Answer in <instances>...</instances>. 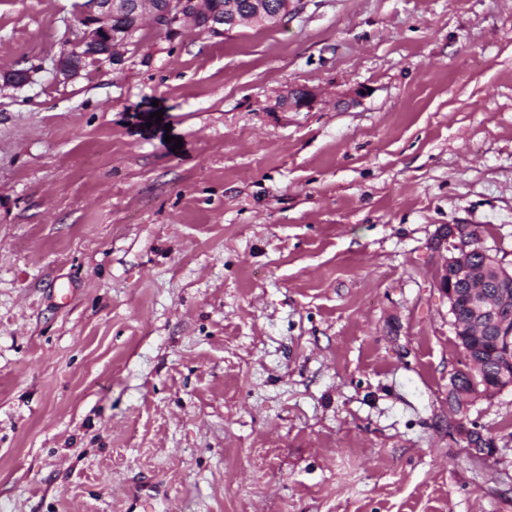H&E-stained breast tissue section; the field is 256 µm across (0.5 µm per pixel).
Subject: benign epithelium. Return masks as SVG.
Listing matches in <instances>:
<instances>
[{
    "label": "benign epithelium",
    "instance_id": "1",
    "mask_svg": "<svg viewBox=\"0 0 512 512\" xmlns=\"http://www.w3.org/2000/svg\"><path fill=\"white\" fill-rule=\"evenodd\" d=\"M250 15L240 19L238 15H224V8L215 5L214 0H82L74 16V22L81 31L74 48H83L86 53L78 57H60L53 61L51 72L58 81H69L81 75L90 66L123 62L127 34L112 29V23L124 17L142 24L151 20L159 28H172L175 24L189 20L202 30L213 35H222L234 30L236 25L249 22L265 27L279 24L283 15L299 8L296 0H251ZM31 80L30 71L24 68L0 72V83L13 87H23ZM314 94L305 88H291L281 99L284 108L307 106ZM434 247L446 251L444 264L438 271V286L448 297V313H453L457 302L455 284L467 283L471 288V307L474 321L480 323L495 315L502 306L512 304V281L497 280L495 297L489 298L484 292L489 273L502 275L505 270L502 262L491 257L492 265L477 270L470 264L471 254L480 250L477 227L472 224H450L442 228L436 236ZM469 370L461 367L448 377V408L455 418L452 421L453 435L468 444L472 455L482 452L470 444V438L478 431L468 417V409L473 394L461 387L462 374Z\"/></svg>",
    "mask_w": 512,
    "mask_h": 512
}]
</instances>
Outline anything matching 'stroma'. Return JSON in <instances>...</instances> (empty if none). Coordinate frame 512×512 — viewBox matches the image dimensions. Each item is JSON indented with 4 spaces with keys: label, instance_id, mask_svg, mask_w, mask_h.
I'll list each match as a JSON object with an SVG mask.
<instances>
[{
    "label": "stroma",
    "instance_id": "35a3bbf8",
    "mask_svg": "<svg viewBox=\"0 0 512 512\" xmlns=\"http://www.w3.org/2000/svg\"><path fill=\"white\" fill-rule=\"evenodd\" d=\"M78 2L0 0L33 72L0 89V512H512V388L469 409L495 456L448 433L434 248L476 224L512 266V0L148 22L58 81Z\"/></svg>",
    "mask_w": 512,
    "mask_h": 512
}]
</instances>
